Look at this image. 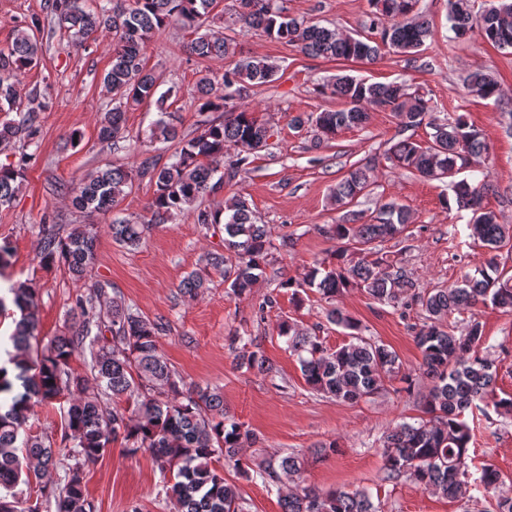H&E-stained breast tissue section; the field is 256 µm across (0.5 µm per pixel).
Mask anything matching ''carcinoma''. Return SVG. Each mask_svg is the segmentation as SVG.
Listing matches in <instances>:
<instances>
[{"mask_svg":"<svg viewBox=\"0 0 512 512\" xmlns=\"http://www.w3.org/2000/svg\"><path fill=\"white\" fill-rule=\"evenodd\" d=\"M216 5L217 0H98L87 7L83 0H52L58 26L78 41L98 31L115 36L112 66L103 78L112 108L105 113L100 140L115 143L126 138L128 108L145 103L160 108L178 96L174 86L158 92V77L146 69L144 57L150 40L170 23L195 33L187 45L191 55L199 59L235 56L234 39L205 29ZM370 5L365 31L355 36L291 17L283 0H238L235 23L260 30L308 56L332 60L374 62L383 51L409 55L425 45L431 24L419 11L418 0H370ZM448 22L456 38L458 29L467 27L486 43L512 48L511 2L487 0L477 14L474 0H448ZM43 31L36 17L19 20L10 47L0 50V112L19 114L17 119L0 121L1 153L18 144L27 148L35 143L38 114L45 103L34 96L23 104L14 77L37 65ZM277 72L264 58L241 57L222 76L223 94L215 93L211 78L199 79V111L221 110L224 121L208 124L193 138L183 140L173 124L159 118L151 137L174 145L168 160L146 157L134 171L103 166L66 187L74 207L105 214L120 204L135 179H146L154 186L150 219L112 222V239L136 248L152 225L184 214L206 230L221 224L224 253L210 254L207 264L222 274L232 294H251L272 259L267 225L255 223L242 195L222 207L204 206L201 200L248 173L254 153L267 146L270 127L238 108L234 100L256 86L276 81ZM464 85L483 99L496 100L501 94L493 76L481 70L470 73ZM323 89L342 100L344 108L296 115L292 119L295 127L312 125L321 143L334 139L344 128L368 123L375 110L394 113L404 131L429 125L433 133L426 145L409 138L392 144L393 164L424 179H449L457 208L471 212L473 238L488 251L512 240V228L500 223L497 214L483 204L487 182L456 179L469 158L487 149L481 131L464 116L434 117L430 100L402 81L370 83L344 73L328 79ZM231 148L235 153L226 162L224 154ZM30 159L31 155L22 153L16 161L0 162V206L15 197ZM370 170L367 164L351 166L331 190V204L343 211L329 230L336 240L333 268L323 276L313 269L304 285L326 299L353 287L385 304L395 305L408 297L425 313L426 322L414 342L422 356L421 375L431 379V386L421 400L423 417L397 425L384 437V480L409 476L421 488L450 501L465 499L473 486L496 490L503 484L497 469L486 465L476 474L471 472L472 435L464 416L468 410L491 406L497 414L511 417L512 396L497 394L494 360L485 347L481 323L473 318L459 332L450 318L478 304L512 310V277L489 261L466 274L461 287L414 292L412 272L381 249L382 243L408 229V210L395 202L386 203L364 222L362 214L353 209L359 198L370 194ZM39 232L43 266L61 264L76 280L88 276L95 261L94 225L79 224L64 235L59 225L45 218ZM10 292L19 318L10 336L16 349L7 360L12 368L0 366V512H38L36 507L23 506L16 488L42 481L55 464L56 450L49 437L31 434L28 414L33 407L51 404L66 394L65 432L59 450L75 463L68 468L63 487L47 493L54 499L55 512H91L84 493V469L119 439L129 455L147 451L162 474H171L165 493L176 502L178 512H244L239 488L212 468V459L222 456L225 463L244 470V447L254 441L253 435L229 415L219 390L190 388L177 377L157 345V335L164 330L161 321L132 312L96 285L87 295L76 297L72 324L33 357L36 290L19 283ZM324 317L327 323L347 330V343L329 349L316 333L295 322L278 324V335L287 338L288 350L297 356L303 379L313 392L354 403L380 394L386 382L396 378L412 385L413 374L403 369L397 352L364 336L359 323L341 308L326 309ZM79 353L89 357L90 371L84 375L71 367ZM240 365L262 373L272 371L259 349L249 352ZM302 465L303 459L289 454L275 465L268 464L260 476L275 483L282 472L295 482ZM280 502L282 512H378L370 494L358 489L323 493L297 485L280 496Z\"/></svg>","mask_w":512,"mask_h":512,"instance_id":"1","label":"carcinoma"}]
</instances>
